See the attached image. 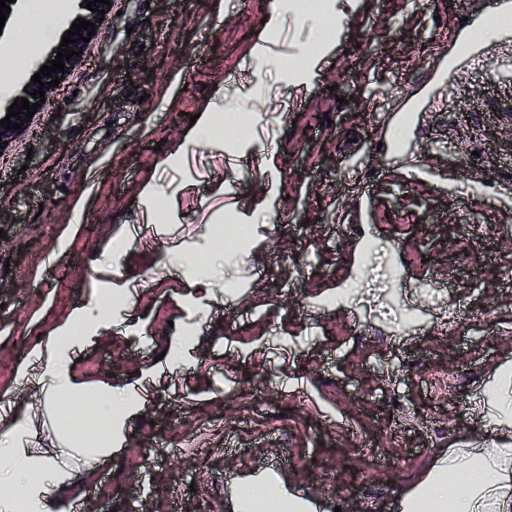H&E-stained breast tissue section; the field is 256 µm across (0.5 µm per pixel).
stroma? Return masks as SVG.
I'll return each mask as SVG.
<instances>
[{
    "label": "stroma",
    "instance_id": "stroma-1",
    "mask_svg": "<svg viewBox=\"0 0 512 512\" xmlns=\"http://www.w3.org/2000/svg\"><path fill=\"white\" fill-rule=\"evenodd\" d=\"M43 3L0 38L17 90L73 10ZM321 3L326 30L295 0H224L219 17L211 0H112L0 154V385L39 419L11 445L52 454L74 512H234V485L262 467L321 512H399L440 453L505 445L480 430L512 397V47L399 130L488 0ZM237 104L256 112L242 137ZM206 105L214 123L184 140ZM61 224L80 231L59 241ZM224 224L246 231L231 257L210 249ZM72 320L83 404L146 391L117 434L73 436L69 396L16 381L26 361L43 374L39 336Z\"/></svg>",
    "mask_w": 512,
    "mask_h": 512
}]
</instances>
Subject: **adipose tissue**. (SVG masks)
<instances>
[{"mask_svg": "<svg viewBox=\"0 0 512 512\" xmlns=\"http://www.w3.org/2000/svg\"><path fill=\"white\" fill-rule=\"evenodd\" d=\"M71 335L70 325L48 332L37 346L54 389L83 393L82 383L62 365L60 355ZM0 468L11 480V490L0 495V512H18L20 504L34 512H52L67 476L54 469L50 458L32 461L18 449L0 448ZM245 504L235 512H310L302 497L273 491L265 483L249 486ZM401 512H512V447L451 448L438 456L425 480L405 492Z\"/></svg>", "mask_w": 512, "mask_h": 512, "instance_id": "obj_1", "label": "adipose tissue"}]
</instances>
